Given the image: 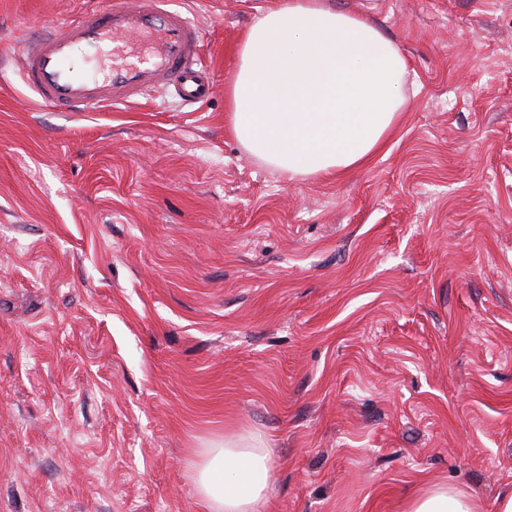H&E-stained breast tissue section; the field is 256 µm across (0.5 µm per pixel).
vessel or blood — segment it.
I'll list each match as a JSON object with an SVG mask.
<instances>
[{
    "label": "vessel or blood",
    "mask_w": 512,
    "mask_h": 512,
    "mask_svg": "<svg viewBox=\"0 0 512 512\" xmlns=\"http://www.w3.org/2000/svg\"><path fill=\"white\" fill-rule=\"evenodd\" d=\"M118 63L100 66L105 48ZM198 27L169 0H112L18 46L21 78L40 103L65 112L137 103L163 89L182 102H207L216 85Z\"/></svg>",
    "instance_id": "obj_1"
}]
</instances>
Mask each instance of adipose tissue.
I'll list each match as a JSON object with an SVG mask.
<instances>
[{
	"instance_id": "ef3b65f1",
	"label": "adipose tissue",
	"mask_w": 512,
	"mask_h": 512,
	"mask_svg": "<svg viewBox=\"0 0 512 512\" xmlns=\"http://www.w3.org/2000/svg\"><path fill=\"white\" fill-rule=\"evenodd\" d=\"M408 64L365 16L329 0H280L238 48L227 97L232 130L249 153L288 177L340 175L363 165L396 131ZM272 456L258 438L208 449L197 491L212 512H264ZM405 512H481L463 490L421 486Z\"/></svg>"
}]
</instances>
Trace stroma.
<instances>
[{
    "mask_svg": "<svg viewBox=\"0 0 512 512\" xmlns=\"http://www.w3.org/2000/svg\"><path fill=\"white\" fill-rule=\"evenodd\" d=\"M277 2L173 0L207 104L58 112L9 49L106 0H0V512H211L193 470L249 434L266 512L512 491V0H331L410 100L368 163L294 179L226 109Z\"/></svg>",
    "mask_w": 512,
    "mask_h": 512,
    "instance_id": "35a3bbf8",
    "label": "stroma"
}]
</instances>
